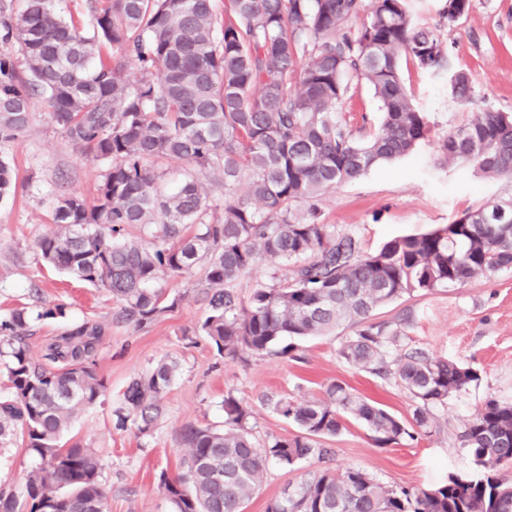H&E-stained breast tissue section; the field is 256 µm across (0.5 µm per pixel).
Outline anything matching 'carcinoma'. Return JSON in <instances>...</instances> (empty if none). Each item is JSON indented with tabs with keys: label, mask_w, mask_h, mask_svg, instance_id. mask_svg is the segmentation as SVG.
Returning a JSON list of instances; mask_svg holds the SVG:
<instances>
[{
	"label": "carcinoma",
	"mask_w": 512,
	"mask_h": 512,
	"mask_svg": "<svg viewBox=\"0 0 512 512\" xmlns=\"http://www.w3.org/2000/svg\"><path fill=\"white\" fill-rule=\"evenodd\" d=\"M470 0H446L453 23ZM92 32L57 15L53 0H26L15 15L0 0V145L29 125L35 98L76 148L106 167L88 201L57 199L51 229L38 240L43 261L112 295L119 323L144 328L173 310L170 281L202 272L206 313L192 335L217 354L297 357L298 341L347 324L339 346L347 365L394 377L416 404L406 424L333 382L322 399H288L275 408L298 428L264 445L252 412L224 394V428L186 425L182 473L158 476L171 512H241L269 464L293 468L323 460L320 440L349 419L381 446L415 440L433 427V410L480 380L477 369L411 349L395 362L401 331L369 321L374 309L416 292L464 286L512 268V199L487 202L432 231L396 236L365 252L324 222L316 204L331 188L411 153L426 127L400 75L407 58L448 74L455 103L476 98L468 74L450 61L431 29L413 25L405 0H89ZM367 20L357 25L360 15ZM112 46V57L101 47ZM138 75L129 78L128 66ZM380 101L381 123L367 139L341 116L350 80ZM447 161H471L487 177L512 178V113L485 106L442 140ZM186 164L169 183L159 162ZM222 179L210 201L202 180ZM247 180L249 190L237 187ZM16 190L0 151V198ZM265 257L288 267L243 302L231 285ZM66 304L36 315L0 316V445L19 434L37 465L20 488L0 487V512H108L102 460L80 443L66 448L73 418L97 403L106 385L95 355L108 325L85 320L32 360L31 320H65ZM179 375L162 359L129 381L114 411L116 427L148 435ZM473 467L431 488L385 485L361 468L327 469L301 481L266 512H512V403L496 399L461 435Z\"/></svg>",
	"instance_id": "obj_1"
}]
</instances>
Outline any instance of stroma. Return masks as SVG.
Returning a JSON list of instances; mask_svg holds the SVG:
<instances>
[{"label": "stroma", "instance_id": "35a3bbf8", "mask_svg": "<svg viewBox=\"0 0 512 512\" xmlns=\"http://www.w3.org/2000/svg\"><path fill=\"white\" fill-rule=\"evenodd\" d=\"M406 7L416 26L439 30L454 65L470 75L478 100L512 113V0H471L467 16L451 24L442 17L444 0H406ZM401 71L429 126L428 137L410 155L372 167L359 179L324 192L318 201L325 222L356 237L367 252L390 238L429 231L486 202L512 197V180L486 177L472 162L444 160L441 141L472 117L449 96L446 76L421 71L409 61L402 62ZM32 112L28 129L0 148L18 175L15 194L0 199V314L20 307L33 311L60 300L68 307V324L87 319L107 323L95 357L107 390L75 418L63 441L87 445L102 457L109 512H169L158 475L178 471L185 425L223 426L221 403L229 391L250 407L253 436L260 442L297 432L295 424L275 411V402L323 398L333 382L412 422L415 404L396 380L379 379L338 357L349 328L301 341L294 360L246 355L230 361L203 337H183L205 313L196 279L172 281V291L181 296L176 308L139 329L113 321L117 305L104 290L44 265L37 241L53 221L56 196L93 198L103 165L66 140L43 99H35ZM343 115L353 128L377 129L380 103L367 84L352 83ZM372 319L404 324L406 347L472 365L480 382L449 397L447 406L436 410L431 432L414 441L381 448L366 426L348 422L338 435L324 440L331 450L326 463L292 469L270 465L243 512H266L285 487L324 467L340 473L357 466L379 482L420 488L470 468L460 440L465 424L487 400L512 401V268L461 288L402 297L374 310ZM63 324L34 323L29 338L33 360H40ZM163 358L176 359L180 373L163 401L157 426L148 435L116 429L114 411L130 378ZM34 465L21 437L0 446V483L21 485Z\"/></svg>", "mask_w": 512, "mask_h": 512}]
</instances>
